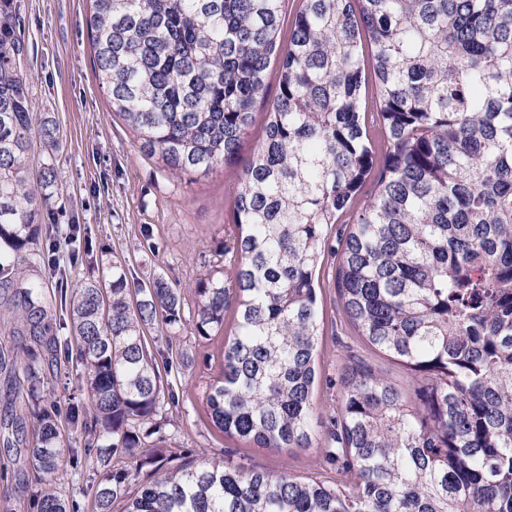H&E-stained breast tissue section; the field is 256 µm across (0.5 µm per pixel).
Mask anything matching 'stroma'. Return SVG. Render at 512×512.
I'll use <instances>...</instances> for the list:
<instances>
[{"instance_id": "1", "label": "stroma", "mask_w": 512, "mask_h": 512, "mask_svg": "<svg viewBox=\"0 0 512 512\" xmlns=\"http://www.w3.org/2000/svg\"><path fill=\"white\" fill-rule=\"evenodd\" d=\"M8 7L20 23L25 51L19 63L34 112L51 116L58 127V148L50 154L34 149L30 158L32 173L48 164L57 171L49 203L55 223L86 225L98 264L118 256L130 280L160 277L187 291L201 266L221 258L230 191L241 165L172 178L158 158L141 152L95 78L89 0H8ZM194 301L187 291L179 332L162 323L150 331L161 350L162 377L175 395L157 416L168 447L199 465L229 455L273 475L316 470L320 448L274 452L224 437L211 425L203 395L219 373L221 340L198 336ZM17 328L11 313L0 312V512H37L39 487L28 455L37 426L28 401L10 391L12 356L18 342L32 348L46 368V398L63 407L84 400L83 368L55 347L69 334L64 308H55L47 335L22 338ZM62 464L59 495L70 512H91L94 459L77 447L65 450Z\"/></svg>"}]
</instances>
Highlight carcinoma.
Instances as JSON below:
<instances>
[{
	"label": "carcinoma",
	"instance_id": "carcinoma-1",
	"mask_svg": "<svg viewBox=\"0 0 512 512\" xmlns=\"http://www.w3.org/2000/svg\"><path fill=\"white\" fill-rule=\"evenodd\" d=\"M96 78L140 150L168 172L233 161L265 97L264 137L232 190L224 264L191 285L198 335L224 333L209 419L259 448L329 440L314 477L271 475L173 451L155 422L164 385L148 333L182 325L181 289L57 268L43 168L29 174L36 119L17 61L16 19L0 10V290L32 321L70 290L64 347L87 402L42 405L34 353H16L14 391L32 402L29 448L40 512L56 493L65 441L96 459L94 512H512V0H89ZM342 316L370 348L412 372L408 388L347 359L336 399L316 403L327 256ZM334 472L336 477L326 476ZM146 477H141V474Z\"/></svg>",
	"mask_w": 512,
	"mask_h": 512
}]
</instances>
